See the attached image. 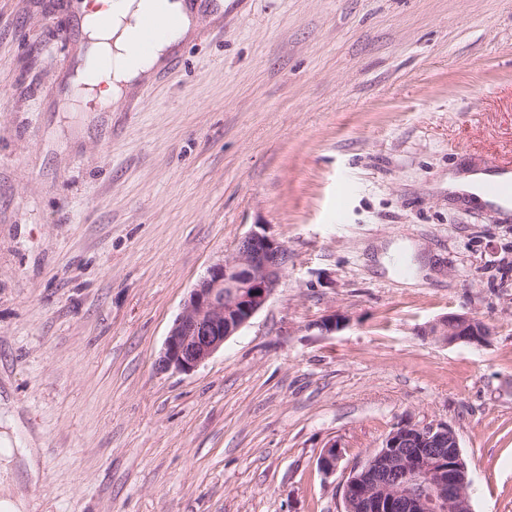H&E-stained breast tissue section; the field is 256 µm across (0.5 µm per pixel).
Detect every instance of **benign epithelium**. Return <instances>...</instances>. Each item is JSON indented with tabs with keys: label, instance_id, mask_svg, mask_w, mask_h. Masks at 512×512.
I'll list each match as a JSON object with an SVG mask.
<instances>
[{
	"label": "benign epithelium",
	"instance_id": "obj_1",
	"mask_svg": "<svg viewBox=\"0 0 512 512\" xmlns=\"http://www.w3.org/2000/svg\"><path fill=\"white\" fill-rule=\"evenodd\" d=\"M288 266V249L265 225L242 237L234 252L210 266L191 289L158 359L162 371L190 372L211 358L269 302ZM348 316L334 312L314 323L324 333L342 328ZM490 328L469 313L436 319L420 334L453 345L485 344ZM341 447L328 443L319 456L326 475L336 473ZM469 471L455 430L446 423H397L380 449L343 471L342 505L359 489L365 512H466Z\"/></svg>",
	"mask_w": 512,
	"mask_h": 512
}]
</instances>
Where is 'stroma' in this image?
I'll list each match as a JSON object with an SVG mask.
<instances>
[{"label":"stroma","instance_id":"stroma-1","mask_svg":"<svg viewBox=\"0 0 512 512\" xmlns=\"http://www.w3.org/2000/svg\"><path fill=\"white\" fill-rule=\"evenodd\" d=\"M72 2L0 0V435L39 451L31 512H339L320 452L407 419L457 432L472 512H512V219L445 182L512 167V0H202L118 112L71 104ZM260 224L274 296L160 371ZM394 243L413 283L374 262ZM450 313L490 341L421 338Z\"/></svg>","mask_w":512,"mask_h":512}]
</instances>
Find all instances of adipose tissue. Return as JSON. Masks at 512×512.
<instances>
[{"label": "adipose tissue", "mask_w": 512, "mask_h": 512, "mask_svg": "<svg viewBox=\"0 0 512 512\" xmlns=\"http://www.w3.org/2000/svg\"><path fill=\"white\" fill-rule=\"evenodd\" d=\"M95 7H82V32L91 52L112 56L114 67L111 78L97 82L89 89L105 108L120 111L124 93L153 72L164 60L175 41L186 38L194 25L195 12L188 0H95ZM148 13L180 18V26L169 39L156 43L149 55L133 57L132 39L140 18ZM109 17V27H100L102 17Z\"/></svg>", "instance_id": "obj_1"}]
</instances>
